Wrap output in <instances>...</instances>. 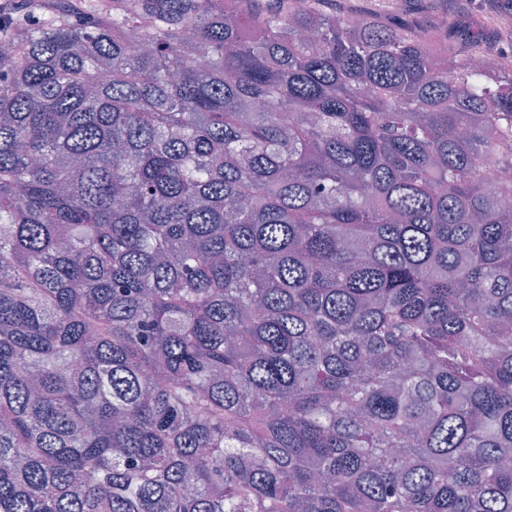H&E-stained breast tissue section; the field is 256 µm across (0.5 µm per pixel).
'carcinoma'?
<instances>
[{
    "instance_id": "obj_1",
    "label": "carcinoma",
    "mask_w": 512,
    "mask_h": 512,
    "mask_svg": "<svg viewBox=\"0 0 512 512\" xmlns=\"http://www.w3.org/2000/svg\"><path fill=\"white\" fill-rule=\"evenodd\" d=\"M25 1L0 512H512V60L446 0Z\"/></svg>"
}]
</instances>
